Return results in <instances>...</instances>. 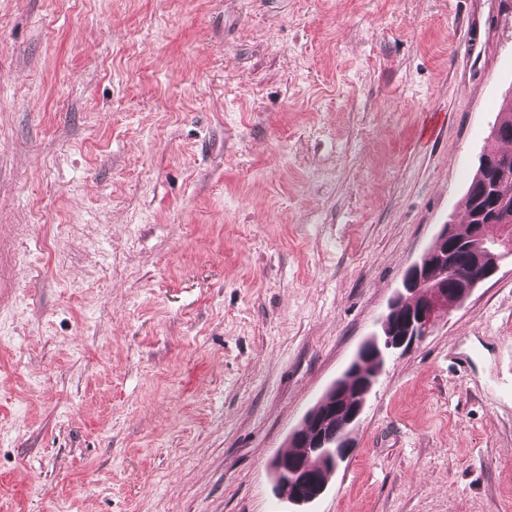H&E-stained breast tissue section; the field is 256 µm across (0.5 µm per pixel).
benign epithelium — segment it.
<instances>
[{
    "label": "benign epithelium",
    "instance_id": "1",
    "mask_svg": "<svg viewBox=\"0 0 512 512\" xmlns=\"http://www.w3.org/2000/svg\"><path fill=\"white\" fill-rule=\"evenodd\" d=\"M457 225L444 224L429 250L405 272L378 329L359 347L325 398L305 416L291 434L290 447L304 449L293 458L276 456L271 468L274 490L282 499L298 504L319 498L328 478L351 454L352 429L359 423L385 362L398 351L423 341L448 317V292L466 298L480 283L493 277L503 261L512 259V224L501 225L494 240L483 225H471L468 243L456 236ZM456 273L448 289V271ZM336 436H326L336 424Z\"/></svg>",
    "mask_w": 512,
    "mask_h": 512
}]
</instances>
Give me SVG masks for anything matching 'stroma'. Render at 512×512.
<instances>
[{"instance_id":"obj_1","label":"stroma","mask_w":512,"mask_h":512,"mask_svg":"<svg viewBox=\"0 0 512 512\" xmlns=\"http://www.w3.org/2000/svg\"><path fill=\"white\" fill-rule=\"evenodd\" d=\"M512 0H0V512H512V261L270 468L462 199Z\"/></svg>"}]
</instances>
